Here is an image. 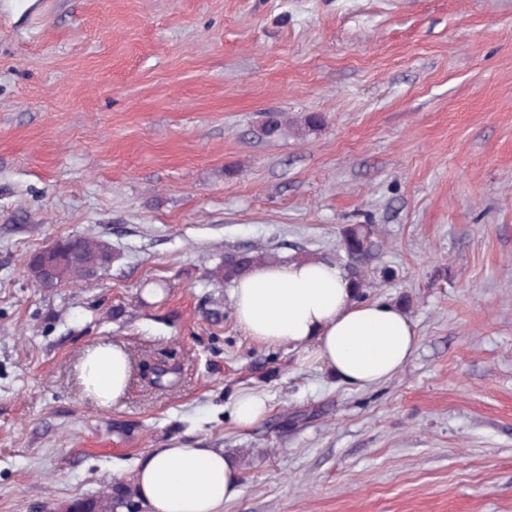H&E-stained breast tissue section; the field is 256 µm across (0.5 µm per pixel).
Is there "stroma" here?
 Listing matches in <instances>:
<instances>
[{
    "label": "stroma",
    "instance_id": "stroma-1",
    "mask_svg": "<svg viewBox=\"0 0 512 512\" xmlns=\"http://www.w3.org/2000/svg\"><path fill=\"white\" fill-rule=\"evenodd\" d=\"M352 224L417 336L367 389L244 336L209 278L335 260ZM68 235L111 267L36 288ZM104 338L136 367L107 408L76 374ZM174 444L237 466L224 512H512V0H0V512H68ZM266 412V404L263 398L257 394L243 396L237 402L238 424L246 427L261 418Z\"/></svg>",
    "mask_w": 512,
    "mask_h": 512
}]
</instances>
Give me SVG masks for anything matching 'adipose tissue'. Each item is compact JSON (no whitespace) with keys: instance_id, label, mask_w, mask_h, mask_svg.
I'll return each mask as SVG.
<instances>
[{"instance_id":"obj_1","label":"adipose tissue","mask_w":512,"mask_h":512,"mask_svg":"<svg viewBox=\"0 0 512 512\" xmlns=\"http://www.w3.org/2000/svg\"><path fill=\"white\" fill-rule=\"evenodd\" d=\"M238 327L258 344H290L338 381L369 388L397 375L417 336L398 306L359 300L336 265L318 260L259 262L233 284ZM130 376L125 352L103 341L87 350L80 378L96 405L124 393ZM135 484L146 512H223L243 493L240 472L223 449L176 445L154 448L136 463Z\"/></svg>"}]
</instances>
